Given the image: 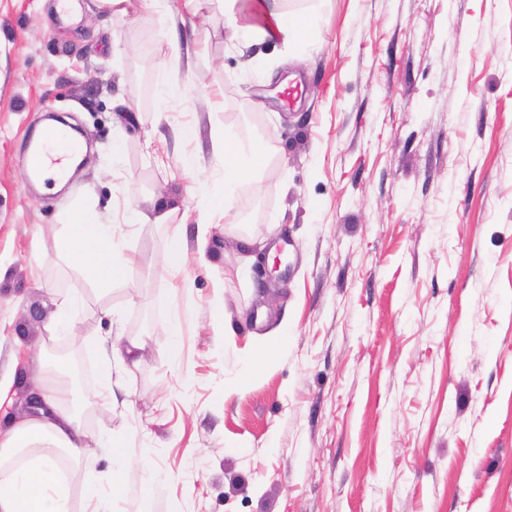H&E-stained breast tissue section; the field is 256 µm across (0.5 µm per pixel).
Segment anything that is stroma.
<instances>
[{"mask_svg": "<svg viewBox=\"0 0 512 512\" xmlns=\"http://www.w3.org/2000/svg\"><path fill=\"white\" fill-rule=\"evenodd\" d=\"M53 2L0 0V375L41 390L24 343L71 351L79 423L126 441L120 512H512V0H276L319 8L291 47L233 39L245 0H76L70 23ZM49 112L89 145L57 193L25 165ZM226 134L266 160L202 249ZM158 197L168 217L122 238L111 289L56 253L77 205L120 225ZM184 311L175 353L163 325ZM283 323L282 357L247 371ZM133 337L98 399L105 347ZM148 448L169 474L149 489ZM62 468L84 512L112 457Z\"/></svg>", "mask_w": 512, "mask_h": 512, "instance_id": "stroma-1", "label": "stroma"}]
</instances>
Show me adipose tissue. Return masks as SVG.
<instances>
[{
	"label": "adipose tissue",
	"instance_id": "obj_1",
	"mask_svg": "<svg viewBox=\"0 0 512 512\" xmlns=\"http://www.w3.org/2000/svg\"><path fill=\"white\" fill-rule=\"evenodd\" d=\"M253 7L264 20V38L270 40L298 43L314 25L312 14L287 16L279 13L270 0H255ZM221 150L225 190L206 199L197 224L202 235L207 233L214 213L229 211V187L254 175L265 158L262 150H246L231 137L223 141ZM66 224L54 240L60 256L75 262L96 284L108 286L122 277L128 261L119 251L115 225L104 223L95 210L84 206L73 209ZM41 399L42 406L35 408L27 421L17 424L5 417L0 419V512H70L68 476L60 463L79 460L94 447L110 450L115 465L109 487H121L127 460L122 439L108 434L89 437L55 391L43 393ZM106 488L85 480L84 497L91 512H112Z\"/></svg>",
	"mask_w": 512,
	"mask_h": 512
}]
</instances>
